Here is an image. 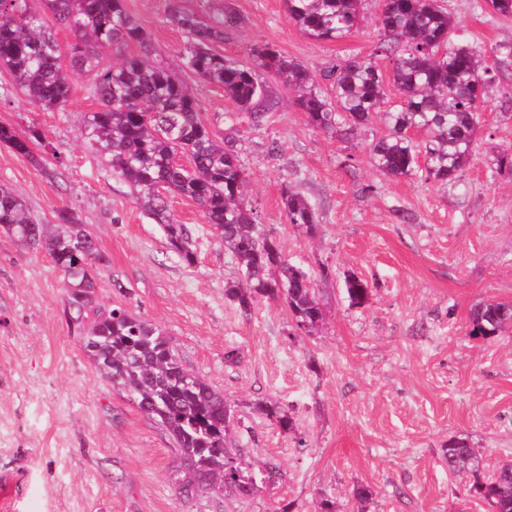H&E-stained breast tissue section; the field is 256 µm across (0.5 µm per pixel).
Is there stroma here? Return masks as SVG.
Segmentation results:
<instances>
[{"label": "stroma", "mask_w": 512, "mask_h": 512, "mask_svg": "<svg viewBox=\"0 0 512 512\" xmlns=\"http://www.w3.org/2000/svg\"><path fill=\"white\" fill-rule=\"evenodd\" d=\"M229 6L243 23L217 53L249 63L269 44L316 75L333 96L330 71L373 55L379 0L345 38L304 36L285 0H124L147 32L150 60L190 86L207 124L228 132L234 111L222 88L189 71L174 9L205 15ZM455 41L479 47L494 83L479 105L469 165L453 184L424 172L392 179L371 163L383 119L342 137L313 127L292 92L262 74L270 101L256 127H241L244 197L284 259L309 271L327 320L312 336L295 329L285 302L262 299L250 312L224 297L244 276L198 206L173 196L196 260L170 250L159 225L135 204L81 138L96 109L88 77L76 79L65 110L32 105L0 67V125L38 130L32 155L0 144V183L34 220L54 224L72 211L108 262L96 267L100 305L161 326L182 363L235 402L239 446L255 467L282 477L250 497L180 493L181 460L170 434L102 378L68 319L64 275L42 250L19 248L0 232V512H315L324 498L354 512L352 490L375 489L366 512H491L449 473L441 450L464 439L483 452L486 472L512 459V328L470 336L474 305L512 304V16L487 0H444ZM291 188L314 207V235L289 224ZM368 281L366 303L351 304L347 276ZM238 360L230 364L227 352ZM288 409L283 431L258 401Z\"/></svg>", "instance_id": "stroma-1"}]
</instances>
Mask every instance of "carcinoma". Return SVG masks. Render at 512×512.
Wrapping results in <instances>:
<instances>
[{
  "instance_id": "cac0c4a2",
  "label": "carcinoma",
  "mask_w": 512,
  "mask_h": 512,
  "mask_svg": "<svg viewBox=\"0 0 512 512\" xmlns=\"http://www.w3.org/2000/svg\"><path fill=\"white\" fill-rule=\"evenodd\" d=\"M43 3L38 13L28 0H0V67L12 73L31 103L50 111L65 110L74 80L91 76L98 108L84 117L85 140L130 186L145 215L162 226L170 249L188 265L196 259L189 229L169 208L167 195L173 193L199 206L205 223L244 269L245 282L228 284L225 298L245 312L260 299L281 298L299 330H318L325 310L312 276L282 258L242 197L245 173L236 139L216 134L202 121L196 98L173 70L130 51L133 46L148 50L149 41L124 0ZM286 6L303 35L336 41L359 24L362 0H286ZM172 19L188 38L187 67L222 87L224 97L235 103L236 111L228 116L233 125L256 127L262 118L259 107L268 91L258 80L260 70L298 92L299 107L323 132L371 124L390 84L400 102L385 113L388 134L370 146L380 172L398 179L423 168L437 180L454 183L471 156L476 100L485 96L493 76L481 67L480 49L451 40L453 21L438 0H383L374 55L390 60V77L384 78L373 59L349 56L335 67L332 101L321 94L315 75L273 46L251 48L250 67L214 52L212 46L238 26L234 12L222 9L204 18L175 10ZM56 23L71 30L73 43L64 47L56 40ZM107 53L119 62L103 64ZM413 131L425 134L426 141L415 140ZM38 138L35 131L20 135L0 125V142L30 158ZM179 153L190 157V166L174 162ZM282 203L288 223L308 233L316 230V212L304 197L285 187ZM0 229L26 248L46 251L63 271L69 320L81 346L106 381L171 435L184 470L182 492L206 489L249 497L281 478L271 467L262 482H250L254 468L233 435L235 404L187 370L161 328L124 309L96 304L89 258L98 254L97 247L68 211L58 213L56 224H36L24 200L1 185ZM345 287L354 305L367 302L371 293L368 283L353 275ZM89 313L93 319L88 324ZM511 324L512 305L483 301L471 312L469 335L492 338ZM255 409L280 428H293L283 407L258 402ZM442 459L449 473L470 478L471 489L490 503L492 512H512L511 461L488 475L481 451L455 439L442 449Z\"/></svg>"
}]
</instances>
